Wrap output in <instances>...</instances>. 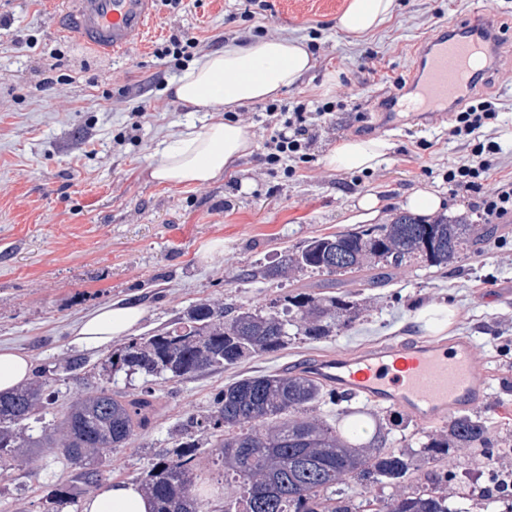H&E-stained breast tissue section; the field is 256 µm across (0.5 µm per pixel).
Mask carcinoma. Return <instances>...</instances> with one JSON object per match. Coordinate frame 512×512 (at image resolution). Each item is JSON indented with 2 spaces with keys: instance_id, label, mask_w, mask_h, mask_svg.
Instances as JSON below:
<instances>
[{
  "instance_id": "cac0c4a2",
  "label": "carcinoma",
  "mask_w": 512,
  "mask_h": 512,
  "mask_svg": "<svg viewBox=\"0 0 512 512\" xmlns=\"http://www.w3.org/2000/svg\"><path fill=\"white\" fill-rule=\"evenodd\" d=\"M476 242L475 225L462 218L438 215L423 219L397 215L387 224L358 227L317 236L298 252H285L268 266L255 267L250 278L286 277L316 269L354 274L372 281L373 264L395 267L419 259L445 268ZM360 304L342 296L293 292L282 306L264 311L242 304L190 306L176 322L112 354L111 371L128 376L180 379L204 371L238 365L271 354L303 335L319 340L357 320ZM324 379L306 371L269 372L224 385L214 411L192 426L219 437L216 463L237 495L224 501V512H459L455 488L459 455L481 457L488 448L485 418L466 412L448 421V430L428 438L420 448L384 450L385 432L372 443L354 444L339 424L306 416L316 404L336 406V418L349 413ZM52 404L46 383L36 382L9 395L0 394V461L14 459L21 448H59L80 469L84 482L97 480V465L146 428L156 411L152 388L123 396L108 386L96 388L65 413L62 437L51 441L20 429L35 411ZM441 464L426 474L425 486L399 498L368 496L375 486H397L414 472L417 461ZM195 445L179 442L144 472L141 485L152 499L153 512H203L191 493Z\"/></svg>"
}]
</instances>
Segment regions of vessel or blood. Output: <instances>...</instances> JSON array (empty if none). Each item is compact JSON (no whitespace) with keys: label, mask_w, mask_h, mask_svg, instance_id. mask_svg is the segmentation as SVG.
I'll return each instance as SVG.
<instances>
[{"label":"vessel or blood","mask_w":512,"mask_h":512,"mask_svg":"<svg viewBox=\"0 0 512 512\" xmlns=\"http://www.w3.org/2000/svg\"><path fill=\"white\" fill-rule=\"evenodd\" d=\"M157 0H62L54 26L104 56L132 47L156 12ZM497 13L489 9L456 35L434 32L419 49L416 77L405 101L413 111L434 112L466 95L474 77L488 74L496 56ZM357 397L405 410L425 422L468 405L483 386L474 348L466 342L388 344L359 356L330 355L308 363Z\"/></svg>","instance_id":"1"}]
</instances>
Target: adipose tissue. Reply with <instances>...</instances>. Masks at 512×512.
<instances>
[{
  "mask_svg": "<svg viewBox=\"0 0 512 512\" xmlns=\"http://www.w3.org/2000/svg\"><path fill=\"white\" fill-rule=\"evenodd\" d=\"M395 11V0H348L337 17L336 28L361 36L379 27ZM315 66L305 43L296 38L231 41L223 49L194 60L172 83L176 100L191 112H218L274 99L296 86ZM253 135L247 125L216 120L192 124L166 139L152 163L153 181L169 185H205L214 181L235 160L251 153ZM393 145L384 138L339 141L326 155L328 166L348 171L379 166ZM145 317L140 304L112 303L97 307L77 320L72 329L75 344L104 348L135 333ZM29 357L0 345V392L8 393L29 383ZM152 502L140 485L113 482L87 497L83 512H151Z\"/></svg>",
  "mask_w": 512,
  "mask_h": 512,
  "instance_id": "1",
  "label": "adipose tissue"
}]
</instances>
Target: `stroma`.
Here are the masks:
<instances>
[{
    "mask_svg": "<svg viewBox=\"0 0 512 512\" xmlns=\"http://www.w3.org/2000/svg\"><path fill=\"white\" fill-rule=\"evenodd\" d=\"M346 3L267 0L259 19L270 39L319 33L314 69L285 89L282 101L343 104L321 125L305 168L292 178L269 170L257 146L219 181L170 186L149 176L160 142L211 115L186 111L175 100L169 89L175 75L154 51L176 29L214 39L228 26L244 27L246 0H185L177 13L159 6L138 43L111 58L54 30L58 0H0V344L27 353L54 395L53 405L32 416L36 430L52 429L93 386L126 395L141 387L140 376L111 373L112 348L70 342L71 325L101 305L139 302L147 311L138 328L144 337L200 301L264 309L304 286L326 296L350 294L362 304L359 319L334 336L300 335L285 350L234 368L156 380L151 424L99 465L96 484L139 482L158 454L191 440L198 446L196 471L208 479L201 502L206 512H220L235 487L218 475L215 437L190 425L210 412L215 392L244 376L297 372L329 354L416 342L425 333L412 322L415 312L442 301L454 317L435 340L473 342L486 375L485 397L474 411L493 427L491 447L512 436V215L442 269L414 261L352 289L342 276L311 269L289 279L245 276L312 237L356 227L353 206L365 194L380 201L379 224L403 213L407 195L424 186L441 192L444 215L481 223L478 194L448 182L463 147L449 140L447 121L425 124L380 103L397 81L413 80L415 55L433 30L460 27L488 7L501 27L499 60L478 93L500 103L494 127L503 152L485 186L512 179V0H396L392 17L356 40L336 29ZM331 72L336 87L326 94L321 85ZM145 99L156 109L137 117ZM379 137L394 148L375 170H338L325 162L342 139ZM218 240L222 248L202 258ZM73 357L83 358L82 368H67ZM77 474L55 449H23L0 470V512H46L47 495Z\"/></svg>",
    "mask_w": 512,
    "mask_h": 512,
    "instance_id": "stroma-1",
    "label": "stroma"
}]
</instances>
